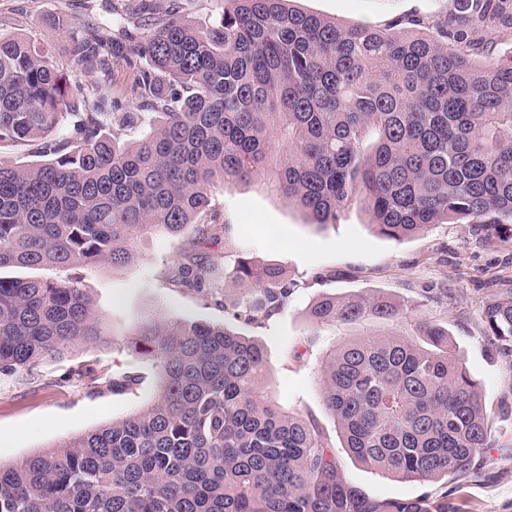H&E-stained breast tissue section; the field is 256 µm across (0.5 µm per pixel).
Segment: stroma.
<instances>
[{"mask_svg": "<svg viewBox=\"0 0 512 512\" xmlns=\"http://www.w3.org/2000/svg\"><path fill=\"white\" fill-rule=\"evenodd\" d=\"M121 0H0V30L52 41L54 59L65 64L68 35L51 29L56 18L88 27L117 30L131 21L118 9ZM294 6L347 25L382 26L403 16L444 15L455 0H294ZM85 88L112 95L123 111L138 102L130 92L133 71L114 65L111 75L81 73ZM228 230L223 240L200 252L220 268L238 256L287 268L294 280L281 313L265 327L245 328L264 348L269 371L265 389L288 410L315 419L332 440L347 480L370 497L431 500L446 498L449 512H512V359L495 352L483 335L480 310L495 289L512 282V229L486 224H437L416 237L395 241L378 235L361 205L346 209L336 224L319 228L305 213L256 184L217 187L211 197ZM193 230L174 238L152 234L138 239L127 266H91L82 283L105 315L113 343L87 345L60 362H44L30 372L0 375V461L14 462L54 443L122 419L154 397L161 374L148 360L132 355L123 338L154 315L186 322L224 325V305L239 294L230 281L216 279L208 294L172 287L167 273L181 260ZM383 291L405 303L414 315L442 324L479 384L489 415L488 445L478 470L454 483L388 480L351 458L333 416L322 402L318 364L340 340L342 327L313 329L307 313L323 294ZM92 365L108 377L131 375L135 385L117 391L86 388L72 371Z\"/></svg>", "mask_w": 512, "mask_h": 512, "instance_id": "1", "label": "stroma"}]
</instances>
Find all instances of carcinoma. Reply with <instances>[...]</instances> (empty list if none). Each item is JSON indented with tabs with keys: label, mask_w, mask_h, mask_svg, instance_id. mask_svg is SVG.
Instances as JSON below:
<instances>
[{
	"label": "carcinoma",
	"mask_w": 512,
	"mask_h": 512,
	"mask_svg": "<svg viewBox=\"0 0 512 512\" xmlns=\"http://www.w3.org/2000/svg\"><path fill=\"white\" fill-rule=\"evenodd\" d=\"M216 24L193 25L176 0L141 38L72 23V72L136 67L139 111L68 77L38 41L0 33V269L121 267L135 241L195 226L175 288L210 286L196 254L227 225L209 215L212 190L255 183L335 224L359 203L372 228L403 241L433 224H512V51L473 58L483 31L512 29V0H455L444 16L383 27L345 25L291 0H217ZM116 122L148 130L135 141ZM66 136H59L63 127ZM234 321L261 327L293 283L278 264L239 257ZM311 324L360 326L327 349L323 404L345 448L376 474L459 481L487 446L481 392L448 329L392 296H321ZM483 335L512 356V288L483 305ZM106 318L81 277H0V374L108 345ZM155 364L156 396L120 420L51 450L0 464V512H448L427 497L376 499L342 474L318 424L261 386L264 348L227 327L153 318L129 334ZM97 390L95 367L78 371Z\"/></svg>",
	"instance_id": "carcinoma-1"
}]
</instances>
